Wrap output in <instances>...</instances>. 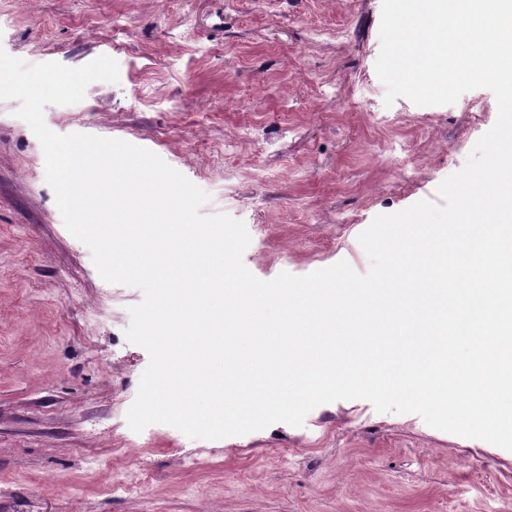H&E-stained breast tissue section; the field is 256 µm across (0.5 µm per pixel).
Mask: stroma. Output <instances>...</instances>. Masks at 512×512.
<instances>
[{"mask_svg":"<svg viewBox=\"0 0 512 512\" xmlns=\"http://www.w3.org/2000/svg\"><path fill=\"white\" fill-rule=\"evenodd\" d=\"M382 0H0V48L118 82L48 105L60 135L148 149L242 221L257 278L347 261L374 218L437 200L493 127L487 89L385 105ZM0 100V512H512V451L380 413L320 405L220 440L127 411L149 364L125 331L140 288L105 282L64 225L42 146Z\"/></svg>","mask_w":512,"mask_h":512,"instance_id":"35a3bbf8","label":"stroma"}]
</instances>
